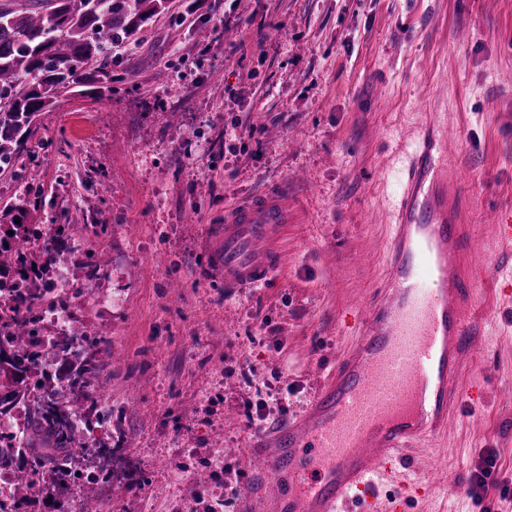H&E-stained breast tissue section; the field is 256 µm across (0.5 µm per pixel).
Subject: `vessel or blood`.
Returning a JSON list of instances; mask_svg holds the SVG:
<instances>
[{"label":"vessel or blood","mask_w":512,"mask_h":512,"mask_svg":"<svg viewBox=\"0 0 512 512\" xmlns=\"http://www.w3.org/2000/svg\"><path fill=\"white\" fill-rule=\"evenodd\" d=\"M403 181L361 334L299 421L253 441L242 512H409L424 498L406 451L448 432L483 278L465 266L470 227L449 190L448 126L438 118L423 126ZM287 222L284 181L225 211L213 255L225 289L271 280Z\"/></svg>","instance_id":"1"}]
</instances>
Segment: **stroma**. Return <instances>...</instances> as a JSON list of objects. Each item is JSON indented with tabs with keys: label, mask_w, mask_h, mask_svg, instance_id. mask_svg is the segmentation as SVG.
<instances>
[{
	"label": "stroma",
	"mask_w": 512,
	"mask_h": 512,
	"mask_svg": "<svg viewBox=\"0 0 512 512\" xmlns=\"http://www.w3.org/2000/svg\"><path fill=\"white\" fill-rule=\"evenodd\" d=\"M112 75L110 95L72 93L43 113L0 171V207L45 192L52 206L23 223L75 224L106 258L113 374L100 391L121 423L114 480L86 492L93 512H240L253 439L301 414L352 341L345 320L366 315L432 116L476 175L461 188L467 262L508 279L505 293L479 289L463 400L413 469L436 512H512V259L495 238L512 209V0H168L113 48ZM281 179L297 209L283 268L225 292L214 230ZM487 453L496 482L474 497ZM204 467L206 484L193 478ZM496 469V459L492 454L482 456L477 464L476 470L472 475L471 480V493L479 496V493L485 490L487 479L491 477L493 471Z\"/></svg>",
	"instance_id": "1"
}]
</instances>
